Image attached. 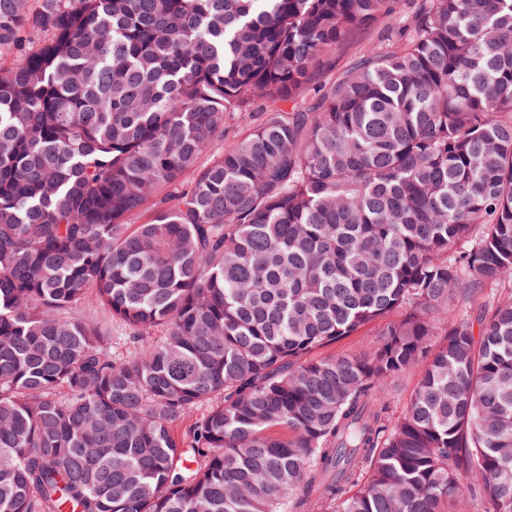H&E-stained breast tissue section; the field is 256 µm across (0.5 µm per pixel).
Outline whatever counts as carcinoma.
Returning a JSON list of instances; mask_svg holds the SVG:
<instances>
[{
	"label": "carcinoma",
	"instance_id": "obj_1",
	"mask_svg": "<svg viewBox=\"0 0 512 512\" xmlns=\"http://www.w3.org/2000/svg\"><path fill=\"white\" fill-rule=\"evenodd\" d=\"M5 52L0 512H512V301L448 316L512 276V0H0ZM376 35L375 31H368L349 37L344 47L336 54V74L352 63L365 46L375 41ZM487 294H491L489 289L485 290L482 294H479L473 299H459L455 301L453 306L450 308V315L454 318L460 316H469V318L475 319L481 310V305L487 299ZM382 327L381 323L374 324L355 336H348L334 345L317 350L314 355L327 357L340 354L359 355L368 352L374 347ZM419 376L420 369L416 367L391 378L385 384L384 395L389 403V415L392 421H396L404 413Z\"/></svg>",
	"mask_w": 512,
	"mask_h": 512
}]
</instances>
